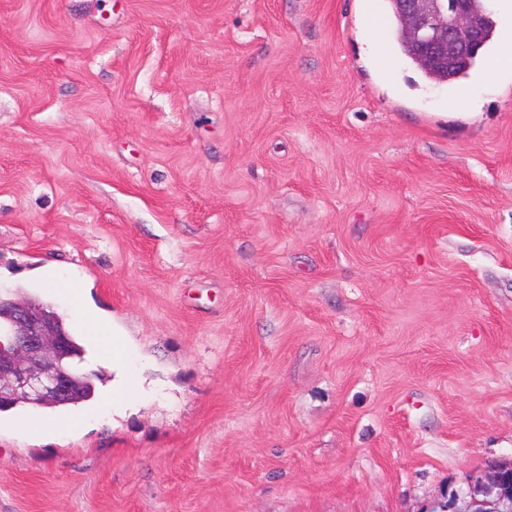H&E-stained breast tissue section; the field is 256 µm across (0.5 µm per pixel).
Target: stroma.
<instances>
[{
  "label": "stroma",
  "mask_w": 512,
  "mask_h": 512,
  "mask_svg": "<svg viewBox=\"0 0 512 512\" xmlns=\"http://www.w3.org/2000/svg\"><path fill=\"white\" fill-rule=\"evenodd\" d=\"M365 0H0V291L47 267L140 399L0 425V512H459L512 462V71ZM478 118H469V111ZM512 70V44L507 41L500 50L485 60L483 65L475 69L472 74L476 81L484 83L490 75L502 70ZM83 313L86 324L85 337L96 351L95 358L111 363L112 370L113 368L118 370L117 379L112 381V385L100 392L96 410L100 411L104 407L111 405L113 408L131 404L143 389L137 383L132 384L128 382L122 373L124 345L120 335L113 328L111 332L102 320L85 311Z\"/></svg>",
  "instance_id": "1"
}]
</instances>
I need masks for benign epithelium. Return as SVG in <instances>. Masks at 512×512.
Instances as JSON below:
<instances>
[{"label":"benign epithelium","instance_id":"benign-epithelium-1","mask_svg":"<svg viewBox=\"0 0 512 512\" xmlns=\"http://www.w3.org/2000/svg\"><path fill=\"white\" fill-rule=\"evenodd\" d=\"M480 1L488 10V0H396L403 38L426 66L452 70L485 44ZM0 317L8 321L0 332V403L66 399L75 377L62 364L69 356L63 326L15 301ZM461 512H512V462L489 466Z\"/></svg>","mask_w":512,"mask_h":512}]
</instances>
